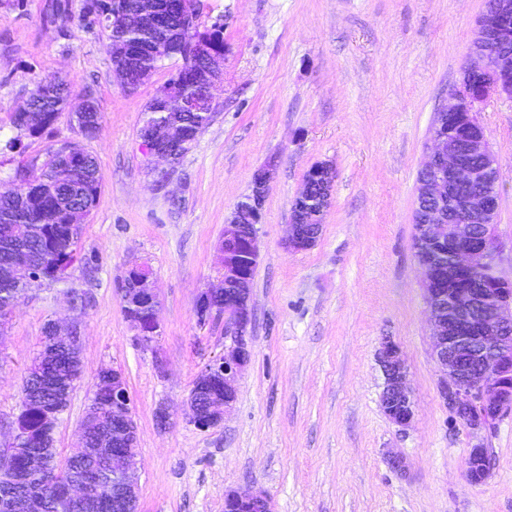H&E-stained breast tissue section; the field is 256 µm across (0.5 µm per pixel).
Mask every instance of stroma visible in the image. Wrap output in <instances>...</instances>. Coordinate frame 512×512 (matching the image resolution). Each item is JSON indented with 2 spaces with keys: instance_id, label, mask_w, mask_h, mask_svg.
<instances>
[{
  "instance_id": "stroma-1",
  "label": "stroma",
  "mask_w": 512,
  "mask_h": 512,
  "mask_svg": "<svg viewBox=\"0 0 512 512\" xmlns=\"http://www.w3.org/2000/svg\"><path fill=\"white\" fill-rule=\"evenodd\" d=\"M0 0V186L69 143L92 154L101 190L68 284L31 286L0 333V448L14 435L26 371L53 320L77 322L82 376L55 430L59 459L80 446L101 370L121 367L132 401L138 512H224L227 491H264L273 512H512V414L489 432L492 473L470 485L473 440L448 421L414 250L417 176L436 112L476 60L488 0H200L199 26L224 25L221 111L175 167L151 169L138 130L147 103L181 67L163 60L137 90L117 79L93 0ZM60 76L92 95L102 120L84 138L60 113L20 138L13 114L35 82ZM498 159L499 276L512 282V99L477 112ZM18 137V136H17ZM277 164L258 226L250 364L219 425L185 417L204 366L224 353V322L199 323L197 296L222 274L219 242L254 172ZM332 164L321 236L285 246L308 169ZM148 267L162 335L132 341L119 289ZM91 298L70 308L65 286ZM400 347L413 391L410 427L380 408L383 338ZM167 410L166 427L156 422ZM398 455L405 470L393 469Z\"/></svg>"
}]
</instances>
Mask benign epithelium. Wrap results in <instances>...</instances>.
Listing matches in <instances>:
<instances>
[{
    "label": "benign epithelium",
    "instance_id": "7a95c632",
    "mask_svg": "<svg viewBox=\"0 0 512 512\" xmlns=\"http://www.w3.org/2000/svg\"><path fill=\"white\" fill-rule=\"evenodd\" d=\"M497 9L503 23L492 27L480 24L475 42L478 62L468 67L471 74L497 81L476 87L469 82L448 94L435 113L425 171L436 176L417 187L415 201L419 213L415 234V253L423 270V288L432 326L433 355L446 371L440 381V396L448 407L451 423L466 427L475 443L466 459V477L473 486L484 484L490 476V449L485 433L498 419L512 412V285L497 275L485 279L479 288L469 286L470 274L494 260L493 224L498 208V161L489 146L485 128L462 111V97L481 103L492 95L512 98V82L503 74L512 68L504 56L492 65L486 49L506 40L508 22L512 20V0H499ZM192 47L205 67L192 80L204 87V94L193 96L177 89L184 76L176 73L173 81L156 94L169 112H211L218 100L214 90L224 80V54L214 51L212 42L200 36ZM463 119L462 143L448 138V117ZM185 133L175 127H160L152 135L141 137L150 161L172 164L179 147L185 145ZM276 164L266 163L253 175L251 193L243 205L235 209V218L224 224V243L220 244L224 270L219 287L224 289V335L230 344L224 355L211 360L201 375L223 381L224 394L212 401L209 414L200 413L195 404L197 388L187 399L189 422L200 429L219 425L237 398V379L251 361L247 339L252 324L251 275L259 256L258 238L253 222L262 215L269 184ZM325 202L319 205L298 203L304 210L303 223L289 225L288 249L306 251L313 248L322 232L323 216L332 195V185L325 188ZM243 236L244 245L235 250L225 242ZM136 272L134 287L121 286V300L136 334L133 341L144 350L153 348L161 335L160 317L154 316L150 328L136 313L140 303L158 304L149 286V271L143 266ZM378 362L385 386L381 396L385 416L395 425L406 428L414 418L412 392L407 381V368L399 346L390 339L381 343ZM112 417L125 423L127 432L136 437L131 399L124 372L112 368ZM133 452L129 448L112 449V471L119 480L105 493L100 478L87 476L69 484L70 495L77 501L91 503L106 495L112 512H138V479L132 470ZM225 512H273L270 498L263 492L230 491L224 496Z\"/></svg>",
    "mask_w": 512,
    "mask_h": 512
}]
</instances>
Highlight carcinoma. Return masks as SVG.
I'll list each match as a JSON object with an SVG mask.
<instances>
[{
	"mask_svg": "<svg viewBox=\"0 0 512 512\" xmlns=\"http://www.w3.org/2000/svg\"><path fill=\"white\" fill-rule=\"evenodd\" d=\"M106 6L108 17L99 19V23L108 31L110 43L134 39L140 49L132 63L133 71L157 69L170 57L169 48L178 49L185 71L203 67L202 61L192 55L191 23L183 14L161 11L160 0H107ZM148 9L158 19L146 24L142 31L133 33L122 24L126 14L138 15ZM42 82L44 79H39L30 94L37 111L17 112L13 118L14 127L30 137L41 136L53 126L71 92L70 83L60 79L57 99L47 100L40 91ZM101 119L98 110L72 113L78 132L88 139L96 135ZM166 122L190 134L189 143L182 148L186 153L197 140V132L208 128L212 120L202 112H163L155 100L144 109L139 132ZM17 181L16 188L0 192V314L5 315L23 297L29 284L27 277L13 270L19 257H26L46 280H68L80 228L101 190L94 157H89L84 167L74 168L66 157L54 151L40 166L19 175ZM54 346V339L44 336L42 350L26 372L22 410L15 428L16 444L12 462L5 470L15 481L0 482V512H84L83 506L63 498L62 488L95 460L81 448L65 465H60L50 422V417L68 407L70 394L81 376V359L74 351L67 355ZM94 403L97 409L86 416L83 431L91 444L110 449L112 436L100 440L98 432L112 426V386L97 387ZM34 460L40 462V475L28 472Z\"/></svg>",
	"mask_w": 512,
	"mask_h": 512,
	"instance_id": "obj_1",
	"label": "carcinoma"
}]
</instances>
